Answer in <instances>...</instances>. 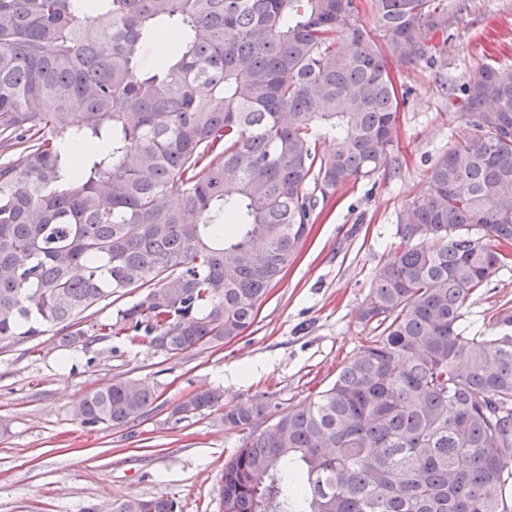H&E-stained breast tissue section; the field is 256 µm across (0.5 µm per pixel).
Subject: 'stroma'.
Returning <instances> with one entry per match:
<instances>
[{"label":"stroma","mask_w":512,"mask_h":512,"mask_svg":"<svg viewBox=\"0 0 512 512\" xmlns=\"http://www.w3.org/2000/svg\"><path fill=\"white\" fill-rule=\"evenodd\" d=\"M438 63L389 59L403 92L399 136L371 176L318 202L315 222L252 326L232 340L174 357L121 336L62 346L54 328L0 343V512H84L163 494L181 512H224L220 480L242 434L224 409L296 404L331 384L368 327L358 320L376 269L397 246L402 212L429 167L462 129L448 92L483 65H512V0H455ZM512 315V265L463 308L465 334L490 335ZM115 379H143L159 394L148 416L122 428L87 427L74 415L86 393ZM204 390L223 406L177 419L174 406Z\"/></svg>","instance_id":"stroma-1"}]
</instances>
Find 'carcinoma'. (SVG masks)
I'll return each instance as SVG.
<instances>
[{"instance_id":"obj_1","label":"carcinoma","mask_w":512,"mask_h":512,"mask_svg":"<svg viewBox=\"0 0 512 512\" xmlns=\"http://www.w3.org/2000/svg\"><path fill=\"white\" fill-rule=\"evenodd\" d=\"M0 0V341L54 326L69 345L123 335L181 355L242 335L304 242L316 207L374 173L398 135L386 58L437 64L443 0ZM174 25L153 74L135 63ZM463 122L376 270L360 351L280 411L224 408L243 433L224 512H512V316L466 336L469 296L512 262V67L451 93ZM329 137L334 149L320 150ZM88 151L78 170L64 155ZM145 297L91 326L90 307ZM148 382L115 380L84 425L149 414ZM224 404L207 390L185 419ZM113 512H180L164 495Z\"/></svg>"}]
</instances>
